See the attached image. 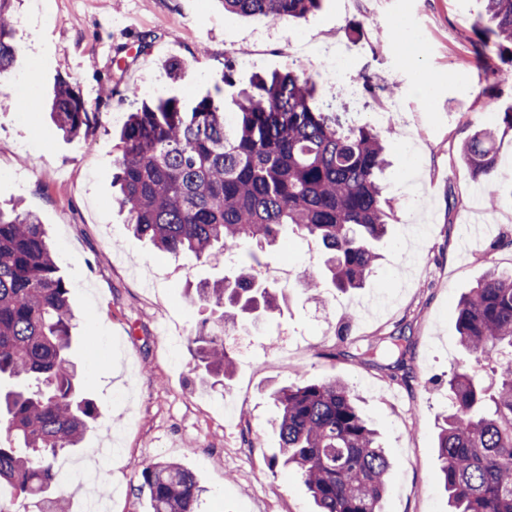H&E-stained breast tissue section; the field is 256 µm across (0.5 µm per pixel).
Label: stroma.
I'll use <instances>...</instances> for the list:
<instances>
[{"mask_svg":"<svg viewBox=\"0 0 512 512\" xmlns=\"http://www.w3.org/2000/svg\"><path fill=\"white\" fill-rule=\"evenodd\" d=\"M13 15L19 54L0 76V204L20 202L45 227L78 320L72 359L103 413L81 447L59 454L49 496L79 512L84 493L66 474L97 464L95 493L112 512H150L139 470L163 460L205 487L202 512H314L294 471L270 464L279 446L271 392L338 379L361 396L398 462L386 512H448L435 446L448 375L469 358L457 304L489 270L512 271V130L496 133L495 200L460 157L490 113L512 109V65L473 53L487 23L482 0H323L287 26L227 12L222 0H15ZM328 39L351 52L336 84L324 78L331 56L302 54ZM173 58L183 64L177 79ZM289 69L351 120L392 128L381 176L396 200L392 231L364 288L348 294L331 290L318 245L282 232L260 271L295 268L276 283L285 300L228 330L233 373L213 387L190 344L212 309L185 290L223 276L224 256L174 259L131 233L112 186L120 131L138 106L126 91L188 106L217 92L229 102L254 74ZM63 79L89 106L76 141L51 114ZM381 103L395 112L377 117ZM475 224L495 230L467 238ZM310 277L318 286L307 291ZM397 330L403 369L362 358Z\"/></svg>","mask_w":512,"mask_h":512,"instance_id":"1","label":"stroma"}]
</instances>
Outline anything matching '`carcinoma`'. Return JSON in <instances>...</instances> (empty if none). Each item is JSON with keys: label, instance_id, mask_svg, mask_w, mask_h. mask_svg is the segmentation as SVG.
Here are the masks:
<instances>
[{"label": "carcinoma", "instance_id": "obj_1", "mask_svg": "<svg viewBox=\"0 0 512 512\" xmlns=\"http://www.w3.org/2000/svg\"><path fill=\"white\" fill-rule=\"evenodd\" d=\"M322 0H224V8L289 24ZM492 26L475 53L512 56V0H483ZM12 0H0V76L11 71L15 41ZM208 94L190 109L173 95L141 102L124 123L115 159L118 202L133 234L178 258L219 251L251 262L201 281L191 302L220 311L191 340L197 367L219 383L233 359L223 335L238 320L279 308V292L251 263L288 226L318 243L336 291L362 288L390 230V199L379 175L382 132L344 127L320 106L316 84L293 71L256 77L232 100ZM52 112L71 138L88 125L85 101L67 81L55 89ZM495 130L483 127L461 148L486 194L498 192ZM70 288L37 215L0 208V423L17 445H0V484L39 497L57 481L56 457L78 447L101 417L83 394L70 360L75 336ZM457 330L474 358L448 375V415L435 448L451 512H512V366L490 389L479 375L494 356L512 362V273H491L460 301ZM404 337L374 351L402 362ZM280 445L274 462L294 468L319 512H383L385 482L395 460L363 416L344 382L279 388ZM151 512H200L204 489L180 465L141 466Z\"/></svg>", "mask_w": 512, "mask_h": 512}]
</instances>
